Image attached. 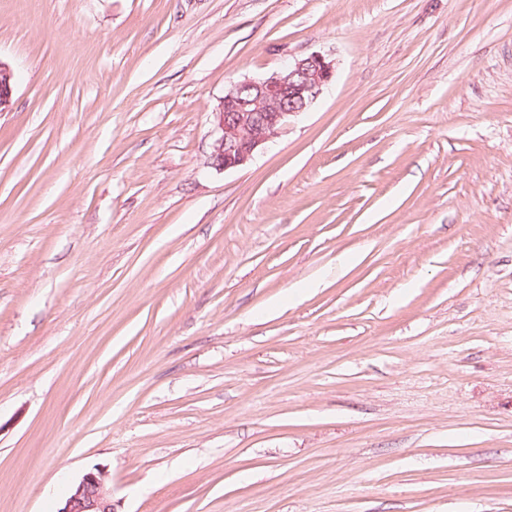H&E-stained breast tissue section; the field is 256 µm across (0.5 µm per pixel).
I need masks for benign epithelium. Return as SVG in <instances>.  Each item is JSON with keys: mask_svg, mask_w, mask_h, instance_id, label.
Masks as SVG:
<instances>
[{"mask_svg": "<svg viewBox=\"0 0 512 512\" xmlns=\"http://www.w3.org/2000/svg\"><path fill=\"white\" fill-rule=\"evenodd\" d=\"M335 76L333 61L314 52L262 78L246 79L224 92L208 155L219 170L247 165L254 155L306 112ZM14 73L0 61V112L11 109ZM108 471L95 467L73 484L57 512H114Z\"/></svg>", "mask_w": 512, "mask_h": 512, "instance_id": "7a95c632", "label": "benign epithelium"}]
</instances>
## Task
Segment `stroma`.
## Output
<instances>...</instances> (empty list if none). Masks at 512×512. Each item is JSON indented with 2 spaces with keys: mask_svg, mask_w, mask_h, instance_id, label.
Wrapping results in <instances>:
<instances>
[{
  "mask_svg": "<svg viewBox=\"0 0 512 512\" xmlns=\"http://www.w3.org/2000/svg\"><path fill=\"white\" fill-rule=\"evenodd\" d=\"M0 61V512H512V0H0ZM334 76L333 61L314 52L269 76L232 85L214 112L209 164L224 171L247 165L309 109ZM14 73L11 67L0 61V112L11 109L14 92ZM108 471L95 467L73 484L57 512H114Z\"/></svg>",
  "mask_w": 512,
  "mask_h": 512,
  "instance_id": "1",
  "label": "stroma"
}]
</instances>
